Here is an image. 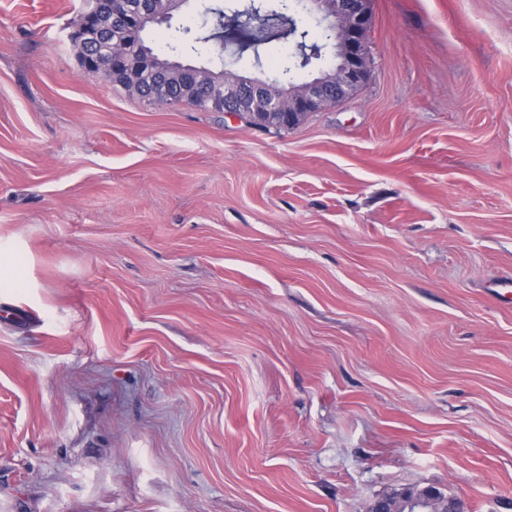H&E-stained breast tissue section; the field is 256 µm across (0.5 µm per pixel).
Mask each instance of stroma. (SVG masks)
<instances>
[{"instance_id":"1","label":"stroma","mask_w":512,"mask_h":512,"mask_svg":"<svg viewBox=\"0 0 512 512\" xmlns=\"http://www.w3.org/2000/svg\"><path fill=\"white\" fill-rule=\"evenodd\" d=\"M89 7L0 0V512H512V0H372L282 130L84 75ZM302 11L311 16L316 27L334 33V53L331 59L332 83L321 78L290 86L287 95L255 99L262 115L275 117L282 125L290 122L294 112H304L293 124L296 126L307 112L320 109L327 103L342 102L360 89L368 78L371 58L366 32L371 21L370 0H295ZM338 59L333 64V60ZM257 103L266 104L259 107ZM370 512H464L457 498H447L434 488H403L376 499Z\"/></svg>"}]
</instances>
